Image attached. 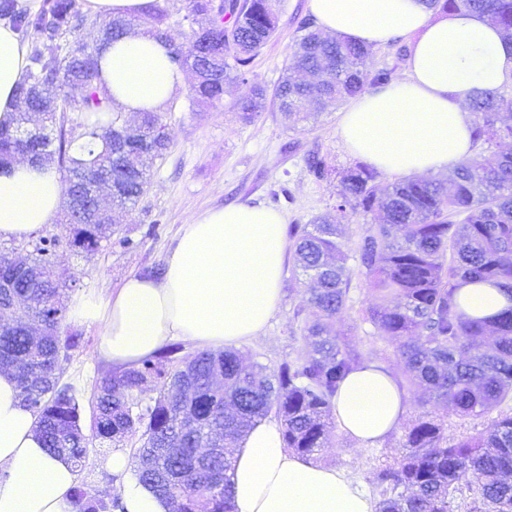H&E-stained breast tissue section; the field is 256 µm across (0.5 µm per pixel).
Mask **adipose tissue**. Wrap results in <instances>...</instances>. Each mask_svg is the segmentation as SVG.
Masks as SVG:
<instances>
[{
	"label": "adipose tissue",
	"mask_w": 512,
	"mask_h": 512,
	"mask_svg": "<svg viewBox=\"0 0 512 512\" xmlns=\"http://www.w3.org/2000/svg\"><path fill=\"white\" fill-rule=\"evenodd\" d=\"M323 32L371 47L410 37L408 77L371 89L343 112L340 136L361 162L393 174L433 175L473 153L476 90L499 89L512 77V41L481 14L441 12L425 0H309ZM170 48L140 32L103 45L96 85L132 118L165 108L186 79ZM28 68L26 42L0 22V127L12 125ZM63 186L54 167L19 159L0 170V240H23L54 223ZM288 252L286 217L265 205L210 209L183 226L156 277L129 275L107 303L83 301L79 319L100 320L98 353L131 367L184 338L208 349L240 346L260 335L281 300ZM464 311L490 317L506 307L502 289L466 285ZM403 393L387 368L364 363L343 381L333 404L340 428L362 446L376 445L399 423ZM114 492L124 512H170L168 501L129 473L113 449ZM236 512H375V501L339 468L299 458L278 424L258 423L233 450L228 473ZM74 466L48 453L34 413L11 373L0 372V512H76Z\"/></svg>",
	"instance_id": "adipose-tissue-1"
}]
</instances>
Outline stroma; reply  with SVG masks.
<instances>
[{
  "instance_id": "obj_1",
  "label": "stroma",
  "mask_w": 512,
  "mask_h": 512,
  "mask_svg": "<svg viewBox=\"0 0 512 512\" xmlns=\"http://www.w3.org/2000/svg\"><path fill=\"white\" fill-rule=\"evenodd\" d=\"M309 13V0H281L276 35L252 61L248 83L230 86L221 103L196 106L189 88L178 91L163 111L170 148L152 168L148 192L123 215L112 237L93 256L74 251L67 243L68 226L57 222L22 241H0V252L27 256L40 238L56 239L52 259L57 279L66 284L63 301L71 309L86 297L107 300L130 273L164 266L182 225L211 208L261 203L282 212L291 224H306L315 215L334 213L346 242L357 241L372 220L336 211L341 176L356 163L338 132L340 106L329 105L317 119L293 129L283 124L272 99H265L249 123L242 122L235 109L251 84H260L269 92L275 89L291 56L298 23ZM312 150L320 151L331 165L328 179L318 181L308 173L304 158ZM348 265L352 280L346 307L332 329L347 347L362 353L366 361L386 366L395 381L402 383L404 413L391 433L368 448H357L353 439L335 431L331 447L321 452L319 461L369 484L381 465L398 457L406 428L425 410L426 396L422 387L408 384L405 362L395 345L364 322L363 312L376 295L360 273L357 258H349ZM310 308L309 293L297 280L293 261H286L281 302L263 333L239 346L244 361L274 368L301 355L305 349L302 327ZM62 331L81 338L80 347L61 362L60 381L73 387L87 418L96 387L111 368L97 352L102 325L80 321L70 313ZM112 448V443L96 440L88 446L80 480L90 495L112 491L116 477L105 465Z\"/></svg>"
}]
</instances>
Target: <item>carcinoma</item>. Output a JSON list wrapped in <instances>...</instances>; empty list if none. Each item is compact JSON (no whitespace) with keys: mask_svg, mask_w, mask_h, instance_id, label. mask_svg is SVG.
Returning <instances> with one entry per match:
<instances>
[{"mask_svg":"<svg viewBox=\"0 0 512 512\" xmlns=\"http://www.w3.org/2000/svg\"><path fill=\"white\" fill-rule=\"evenodd\" d=\"M428 4L448 12L476 11L512 38V0ZM167 15V6L153 5L150 33L159 39L168 38ZM0 19L24 36H35L20 96L39 90L35 99L47 126L44 136L26 142L13 138L15 128L0 127V164L22 153L35 162L56 163L84 182L110 175L119 184L113 205L136 204L148 190L156 161L170 147L163 115L143 114L135 146L122 139V113L94 84L95 60H82L84 45L66 42L87 22L78 0H42L35 11L18 0H0ZM278 22L279 0H222L219 16L193 32L186 48L170 52L180 69L199 62L192 101L214 105L223 99L225 85L247 83L249 66L276 34ZM138 25V18L112 19L102 25L101 35L115 41ZM298 32L273 94L288 127L317 116L328 102H344L392 82V70L364 68L370 47L323 34L311 17L300 21ZM264 97L266 89L253 85L251 96L237 104L239 118L251 122ZM470 107L473 142L482 150L458 162L448 181L408 175L383 183L375 169L359 162L343 175L337 192L340 212L383 213L384 223L369 227L353 247L366 282L382 294L363 320L396 345L408 381L424 387L434 406L459 416L489 413L512 401V306L492 320L475 319L457 297L465 281L492 283L512 298V153L495 149L512 139V92L480 91ZM68 112L80 114L69 130ZM305 164L318 181L330 174L317 152L308 154ZM394 224L406 227L401 242L390 238L388 226ZM112 233L110 224H80L70 246L91 254ZM288 234L295 267L313 284L303 355L272 369L246 364L233 350L178 357L179 348L171 347L135 367H117L97 386L90 437L72 387L60 384V358L78 346L77 337L61 335L67 311L62 293L48 272L35 284L3 271L12 286L0 291V364L14 374L23 403L37 415L46 448L81 471L90 439L116 445L139 432L138 478L168 500L170 512H234L227 475L232 448L269 414L280 423L285 447L297 456L314 460L330 447L333 399L362 358L341 346L331 329L351 284L348 247L330 214L293 224ZM54 246L55 240L42 239L33 265L46 266ZM33 320L45 324L36 344L26 331ZM165 359L175 367L167 369ZM215 374L224 375L222 391L209 389ZM148 386L158 396L144 408L140 395ZM202 429L224 439L225 452L200 466L193 435ZM470 473L481 481L466 482ZM373 493L377 512H453L457 499L467 512H512V415H501L489 430L461 440L449 438L436 416L416 418L400 456L378 470ZM74 504L76 512L122 509L119 498L97 499L81 485L74 490Z\"/></svg>","mask_w":512,"mask_h":512,"instance_id":"carcinoma-1","label":"carcinoma"}]
</instances>
